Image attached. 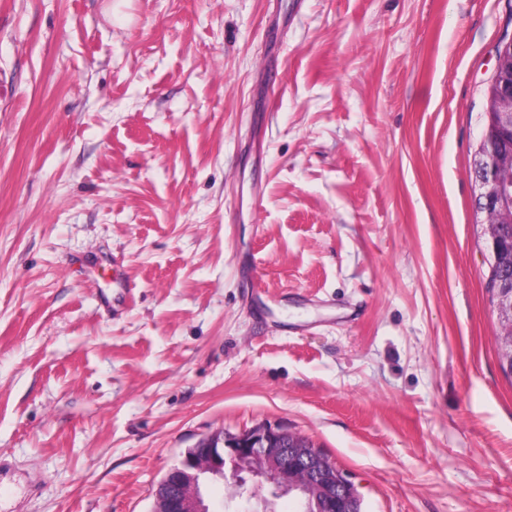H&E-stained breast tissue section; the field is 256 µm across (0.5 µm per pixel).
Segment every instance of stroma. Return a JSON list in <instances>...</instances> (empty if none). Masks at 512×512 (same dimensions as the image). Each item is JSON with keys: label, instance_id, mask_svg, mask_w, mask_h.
<instances>
[{"label": "stroma", "instance_id": "obj_1", "mask_svg": "<svg viewBox=\"0 0 512 512\" xmlns=\"http://www.w3.org/2000/svg\"><path fill=\"white\" fill-rule=\"evenodd\" d=\"M510 39L512 0H0V512H152L259 424L363 512H512L470 174Z\"/></svg>", "mask_w": 512, "mask_h": 512}]
</instances>
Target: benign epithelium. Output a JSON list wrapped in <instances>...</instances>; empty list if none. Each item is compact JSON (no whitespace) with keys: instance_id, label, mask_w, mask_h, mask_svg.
I'll return each mask as SVG.
<instances>
[{"instance_id":"benign-epithelium-1","label":"benign epithelium","mask_w":512,"mask_h":512,"mask_svg":"<svg viewBox=\"0 0 512 512\" xmlns=\"http://www.w3.org/2000/svg\"><path fill=\"white\" fill-rule=\"evenodd\" d=\"M512 68V40L501 44L487 97L485 141L512 131V86L503 79ZM476 223L481 234L494 242L504 224H512V153L505 155L478 145L472 156ZM501 348L512 355V297L498 306ZM238 495L265 504L281 492L297 489L314 497L329 512H343L341 498L351 483L336 462L307 437L290 431L256 425L237 434L222 432L202 439L187 450L182 462L164 476L156 492L153 512H211L202 483L224 482Z\"/></svg>"}]
</instances>
